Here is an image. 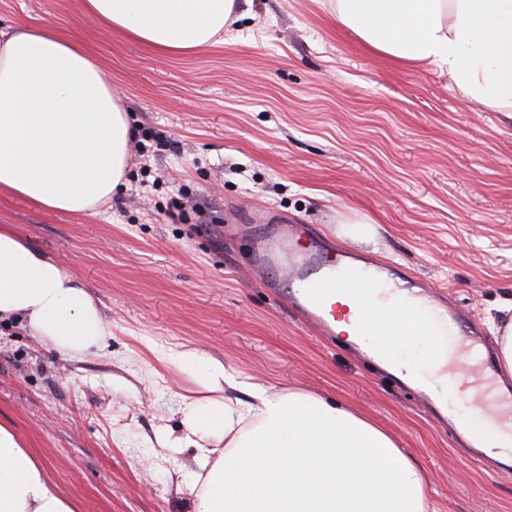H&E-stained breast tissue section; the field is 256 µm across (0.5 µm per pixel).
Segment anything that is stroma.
<instances>
[{"mask_svg":"<svg viewBox=\"0 0 512 512\" xmlns=\"http://www.w3.org/2000/svg\"><path fill=\"white\" fill-rule=\"evenodd\" d=\"M77 2L0 0V23L59 28L91 51L134 129L126 186L93 214L1 189L0 226L87 288L111 335L65 358L1 321L0 425L79 512H193L198 450L159 443L185 436L184 398H212L173 358L190 348L234 376L227 398L251 402L259 385L371 419L422 470L436 512H512V474L458 452L426 403L302 322L280 271L250 266L269 225L309 224L486 325L512 301V114L372 52L329 0H253L199 55L108 34ZM357 217L375 234L339 236Z\"/></svg>","mask_w":512,"mask_h":512,"instance_id":"1","label":"stroma"}]
</instances>
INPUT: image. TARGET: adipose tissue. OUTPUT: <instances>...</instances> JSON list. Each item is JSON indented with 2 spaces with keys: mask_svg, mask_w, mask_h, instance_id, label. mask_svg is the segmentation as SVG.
<instances>
[{
  "mask_svg": "<svg viewBox=\"0 0 512 512\" xmlns=\"http://www.w3.org/2000/svg\"><path fill=\"white\" fill-rule=\"evenodd\" d=\"M338 23L369 48L447 76L466 99L512 112V0H331ZM84 13L167 55L207 51L238 20V0H81ZM133 129L112 83L75 37L16 21L0 25V188L57 212L91 214L123 183ZM370 343L395 356L425 342L430 378L455 349L421 299L384 291ZM22 321L63 356L103 346L95 299L62 267L0 228V321ZM254 404L185 402L202 442L194 512H428L420 469L370 420L301 392L254 391ZM465 419L481 445L511 448L490 409ZM0 512H78L43 465L0 425Z\"/></svg>",
  "mask_w": 512,
  "mask_h": 512,
  "instance_id": "ef3b65f1",
  "label": "adipose tissue"
}]
</instances>
